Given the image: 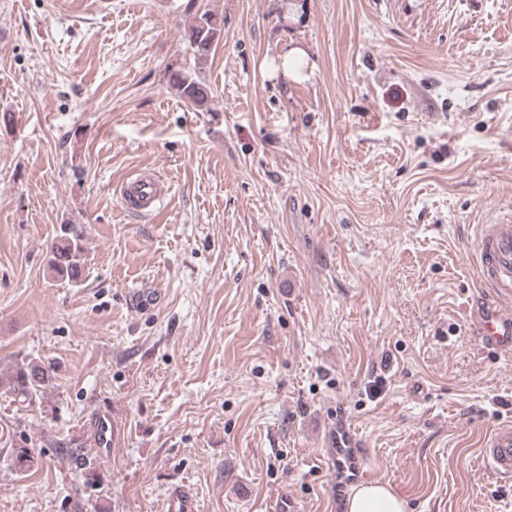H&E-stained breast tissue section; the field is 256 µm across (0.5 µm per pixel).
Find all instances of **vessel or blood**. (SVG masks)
<instances>
[{
    "label": "vessel or blood",
    "mask_w": 512,
    "mask_h": 512,
    "mask_svg": "<svg viewBox=\"0 0 512 512\" xmlns=\"http://www.w3.org/2000/svg\"><path fill=\"white\" fill-rule=\"evenodd\" d=\"M168 182L151 174L127 180L120 188L124 207L155 216L168 194ZM475 260L481 289L465 308L467 319L484 348L512 353V211L481 225ZM480 460L499 478L512 477V421L494 426L485 437Z\"/></svg>",
    "instance_id": "1"
}]
</instances>
